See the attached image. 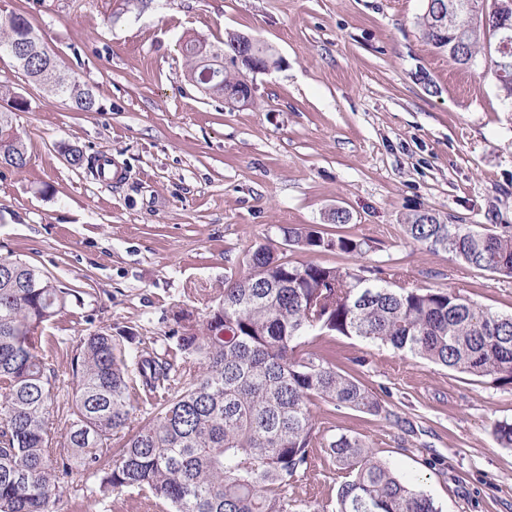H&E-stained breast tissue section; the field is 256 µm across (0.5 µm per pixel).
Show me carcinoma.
<instances>
[{"mask_svg":"<svg viewBox=\"0 0 512 512\" xmlns=\"http://www.w3.org/2000/svg\"><path fill=\"white\" fill-rule=\"evenodd\" d=\"M421 32L457 65L483 58L512 105V23L483 26L457 18L449 0H426ZM36 35L28 19L0 12V55ZM23 74L51 94L91 111L95 98L77 73L58 64L45 44ZM185 77L216 98L239 83L227 71L200 79L201 62L218 60L204 41L183 45ZM0 159L26 166L25 145L12 113L0 112ZM406 234L432 251L512 276V233L445 224L415 214ZM288 247L360 256L364 242L313 227H290ZM244 270L225 278L224 291L198 321L174 315V345L149 346L133 333L96 330L42 336L73 288L36 268L0 257V512H54L73 475L103 509L112 493L132 491L157 512H288L282 488L308 468L319 434L317 402L379 415L381 399L351 373L306 348L319 334L356 336L434 364L512 387V314L482 308L445 288L408 280L378 284L355 263L328 266L292 261L271 244L248 250ZM71 353V381L61 380L43 343ZM62 410L57 437L48 434L49 406ZM143 425L126 435L132 419ZM345 480L336 512H438L363 442L328 441Z\"/></svg>","mask_w":512,"mask_h":512,"instance_id":"obj_1","label":"carcinoma"}]
</instances>
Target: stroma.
I'll use <instances>...</instances> for the list:
<instances>
[{"instance_id":"35a3bbf8","label":"stroma","mask_w":512,"mask_h":512,"mask_svg":"<svg viewBox=\"0 0 512 512\" xmlns=\"http://www.w3.org/2000/svg\"><path fill=\"white\" fill-rule=\"evenodd\" d=\"M23 13L59 62L92 89L81 112L0 56V111L27 165L0 166V255L79 296L43 330H129L162 340L180 309L204 313L245 252L291 225L363 240L374 278L404 277L512 313V277L406 236L428 211L448 224L512 227V109L484 65L463 68L423 38L425 0H0ZM272 46L250 105L229 107L184 79L182 43L228 33ZM111 158L118 182L72 167ZM351 221L335 225L336 208ZM314 346L382 400L381 415L321 404L325 438L356 436L438 512H512V389L343 335ZM363 365H356V358ZM343 472L324 447L284 494L295 512L334 507Z\"/></svg>"}]
</instances>
